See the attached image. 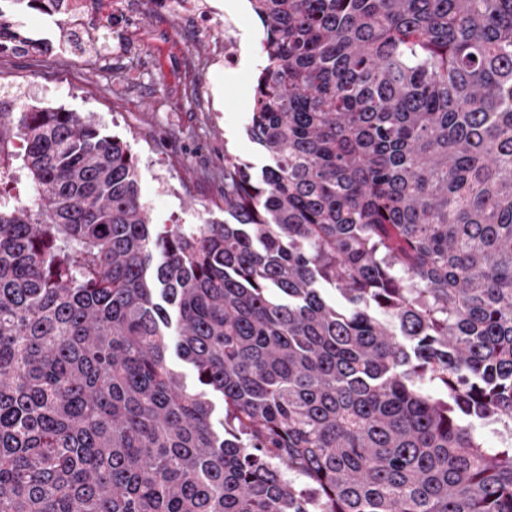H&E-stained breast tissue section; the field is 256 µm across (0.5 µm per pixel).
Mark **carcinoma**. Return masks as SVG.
I'll return each mask as SVG.
<instances>
[{
	"instance_id": "cac0c4a2",
	"label": "carcinoma",
	"mask_w": 512,
	"mask_h": 512,
	"mask_svg": "<svg viewBox=\"0 0 512 512\" xmlns=\"http://www.w3.org/2000/svg\"><path fill=\"white\" fill-rule=\"evenodd\" d=\"M249 3L267 163L222 222L151 223L117 137L0 93V512H512L469 423L512 426V0Z\"/></svg>"
}]
</instances>
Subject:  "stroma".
<instances>
[{
	"label": "stroma",
	"instance_id": "35a3bbf8",
	"mask_svg": "<svg viewBox=\"0 0 512 512\" xmlns=\"http://www.w3.org/2000/svg\"><path fill=\"white\" fill-rule=\"evenodd\" d=\"M238 26L239 61L224 65V31L198 39L192 28L136 0L133 25L113 27L110 51L85 59L61 50L59 16L22 7L23 33L38 49L0 55V91L89 115L138 159V190L154 224H200L224 218V159L262 166L246 133L252 87L265 65L263 27L237 0H208Z\"/></svg>",
	"mask_w": 512,
	"mask_h": 512
}]
</instances>
